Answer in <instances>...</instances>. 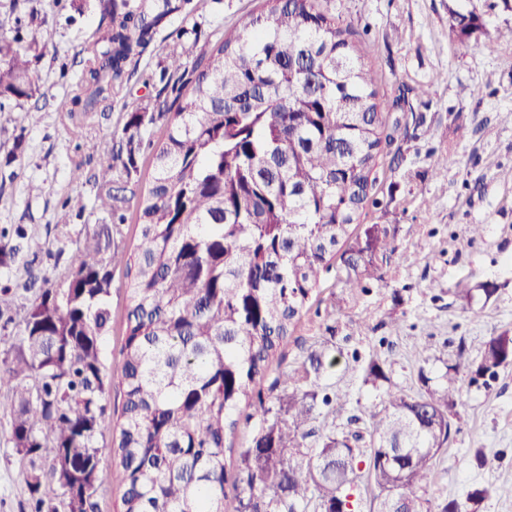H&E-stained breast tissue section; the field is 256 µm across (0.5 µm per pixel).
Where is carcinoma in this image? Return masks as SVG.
Segmentation results:
<instances>
[{
  "instance_id": "cac0c4a2",
  "label": "carcinoma",
  "mask_w": 512,
  "mask_h": 512,
  "mask_svg": "<svg viewBox=\"0 0 512 512\" xmlns=\"http://www.w3.org/2000/svg\"><path fill=\"white\" fill-rule=\"evenodd\" d=\"M448 8L463 39L490 16L457 0ZM192 0H97L100 26L83 48L73 104L94 112L112 100L172 17ZM21 27L0 34V99L35 96L32 59L17 46ZM351 30L317 0H265L187 65V31L168 35L155 75L153 105L124 99L119 137L98 151L94 208L112 218L94 224L57 284L32 279V294L0 391L14 404L11 438L28 465L29 512H58L65 500L98 512L113 483L120 512H225L226 444L233 414L252 405L253 387L288 339L325 275L352 294L383 279L396 229L353 225L379 201L371 194L378 160L401 127L380 110L376 76L349 40ZM163 121L165 137L151 127ZM151 150L141 192L127 186ZM135 201L140 235L132 251L113 231ZM86 209L66 197L57 223ZM341 257L342 266L334 260ZM126 267L127 323L115 468L101 469L97 434L105 417L103 338L111 319L112 269ZM16 292L0 288V319L12 321ZM335 350L311 352L285 374L271 406L258 400L253 446L238 452L243 483L236 512H359L360 489L377 512L391 497L403 512H479L487 490L465 500L425 498L437 459L460 432L463 385L512 365V336L485 343L481 357L457 346L435 385L419 362L423 390L389 384L386 360L370 361L363 384L380 391L369 423L320 435L319 408L334 397L319 380ZM52 458L44 464L45 449Z\"/></svg>"
}]
</instances>
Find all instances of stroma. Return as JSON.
Instances as JSON below:
<instances>
[{
    "mask_svg": "<svg viewBox=\"0 0 512 512\" xmlns=\"http://www.w3.org/2000/svg\"><path fill=\"white\" fill-rule=\"evenodd\" d=\"M189 17L171 19L169 29L198 27L216 41L263 0H194ZM450 0H319L321 9L350 27L353 40L364 48V62L377 74L383 111L402 117L395 142L379 159L373 193L379 201L362 221L391 224L398 249L383 262V279L367 292L350 296L334 278H326L314 294L311 310L293 336L271 360L254 387L264 400L282 390L288 371L300 366L308 352L335 346L337 364L320 385L336 392L338 401L323 413L321 429L349 431L350 418L367 419L375 393L362 376L372 356L387 360L393 385L414 392L418 358H429L430 376L444 371L458 343L471 357H480L489 336L512 334V180L498 172L512 169V46L496 43V28L512 24V14L495 10L493 26L479 39H461L450 27ZM45 22L36 38L39 55L32 69L36 96L15 106V130L22 153L13 163L5 158L12 144L0 145V247L16 243L14 230L24 227V249L9 267L0 268V285L22 284L28 265L41 277L58 282L68 269L61 255L56 214L63 199L83 197L87 208L72 217V238L87 226L102 223L93 208L100 146L120 133L126 96L153 101L152 76L162 59L165 34H158L156 52L144 55L121 95L106 113L75 111L73 86L83 69L80 49L99 23L96 0H36ZM429 95L418 96L420 87ZM86 177H71L75 165ZM42 186L41 194L28 191ZM484 227L471 238L470 225ZM124 266L113 270L111 323L104 338L107 414L97 436L100 465L112 470V441L118 432L123 395L117 385L125 339ZM492 288V296H477L472 309L461 306V289ZM340 312H332V302ZM400 331L385 327L388 318ZM12 403L0 393V512H28L26 467L10 435ZM462 429L442 455L427 492L432 502L462 499L477 488L487 489L482 512H512V498L497 490L512 484V366L500 370L490 385H472L460 407ZM484 452L492 466L476 467L474 455Z\"/></svg>",
    "mask_w": 512,
    "mask_h": 512,
    "instance_id": "stroma-1",
    "label": "stroma"
}]
</instances>
